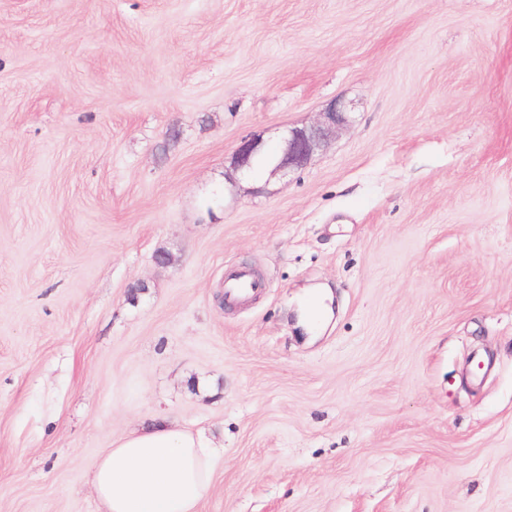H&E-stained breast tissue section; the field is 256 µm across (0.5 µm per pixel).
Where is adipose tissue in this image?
<instances>
[{
    "mask_svg": "<svg viewBox=\"0 0 512 512\" xmlns=\"http://www.w3.org/2000/svg\"><path fill=\"white\" fill-rule=\"evenodd\" d=\"M220 455L200 435L162 424L126 433L92 464L103 512H196Z\"/></svg>",
    "mask_w": 512,
    "mask_h": 512,
    "instance_id": "ef3b65f1",
    "label": "adipose tissue"
}]
</instances>
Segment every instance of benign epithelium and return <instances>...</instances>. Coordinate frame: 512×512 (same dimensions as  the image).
I'll list each match as a JSON object with an SVG mask.
<instances>
[{
    "label": "benign epithelium",
    "mask_w": 512,
    "mask_h": 512,
    "mask_svg": "<svg viewBox=\"0 0 512 512\" xmlns=\"http://www.w3.org/2000/svg\"><path fill=\"white\" fill-rule=\"evenodd\" d=\"M346 123V112L333 103L320 113L314 125L288 130L282 138V146L276 150L265 149L257 139L243 138L236 149L234 165L250 174L257 165L262 164L271 168V172L286 176L303 168L312 155Z\"/></svg>",
    "instance_id": "benign-epithelium-1"
}]
</instances>
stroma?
Segmentation results:
<instances>
[{
	"instance_id": "obj_1",
	"label": "stroma",
	"mask_w": 512,
	"mask_h": 512,
	"mask_svg": "<svg viewBox=\"0 0 512 512\" xmlns=\"http://www.w3.org/2000/svg\"><path fill=\"white\" fill-rule=\"evenodd\" d=\"M159 420L199 512H512V0H0V512ZM346 114L336 102L331 104L325 112H320L319 120L309 128L288 129L282 138V146L276 150L264 149L258 139L245 137L236 149L234 165L250 174L258 164H263L271 168V173L287 176L302 169L336 130L348 122Z\"/></svg>"
}]
</instances>
